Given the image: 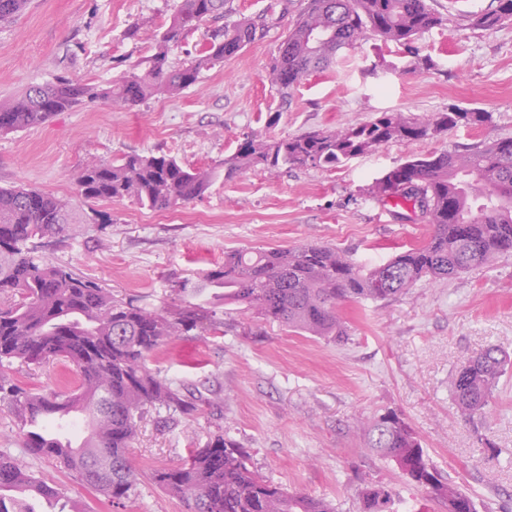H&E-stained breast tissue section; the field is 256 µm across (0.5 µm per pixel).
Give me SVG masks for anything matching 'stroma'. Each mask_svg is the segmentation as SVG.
Returning <instances> with one entry per match:
<instances>
[{
	"label": "stroma",
	"mask_w": 512,
	"mask_h": 512,
	"mask_svg": "<svg viewBox=\"0 0 512 512\" xmlns=\"http://www.w3.org/2000/svg\"><path fill=\"white\" fill-rule=\"evenodd\" d=\"M492 2L433 0L446 22L412 48L370 38L341 50L335 64L310 73L285 102L266 70L294 11L283 0H231L234 21L272 13L261 39L180 95L158 94L133 108L82 106L0 134V187L23 185L104 213V227L77 228L39 254L151 307L175 301L178 281L222 265L232 250L324 244L363 266L386 262L423 241L429 226L407 208L372 198L367 189L377 178L413 156L512 138V25L483 31L469 24ZM181 3L27 0L12 22L0 24V106L61 78L120 80L153 54L156 34ZM133 25L137 36L126 37ZM423 58L432 68L420 66ZM451 108L489 118L433 139L389 143L331 170L256 167L216 179L200 197L162 212L78 193L76 178L91 160L166 154L188 167L217 168L252 135L281 138L381 112L421 116ZM223 311V330H192L149 356L153 372L203 399L187 414L145 410L129 449L138 481L120 507L25 448L15 407L0 401V454L61 490L38 512H186L152 474L218 431L247 448L270 480L331 501L336 512H356L359 490L379 482L411 512H439L428 489L409 484L367 447L363 425L388 410L403 415L433 464L474 498L478 512H512V369L481 418L465 420L450 390L452 373L474 352L496 347L512 355V253L451 280H422L393 300L343 305L349 339L342 344L288 331L236 304ZM7 371L43 394L78 384L65 360L16 362ZM484 437L497 454L484 451Z\"/></svg>",
	"instance_id": "obj_1"
}]
</instances>
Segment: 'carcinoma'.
Returning <instances> with one entry per match:
<instances>
[{
	"instance_id": "obj_1",
	"label": "carcinoma",
	"mask_w": 512,
	"mask_h": 512,
	"mask_svg": "<svg viewBox=\"0 0 512 512\" xmlns=\"http://www.w3.org/2000/svg\"><path fill=\"white\" fill-rule=\"evenodd\" d=\"M26 0H0V22H11ZM476 15L472 24L495 30L512 24V0ZM230 0H183L178 13L156 35V51L145 68L104 88L60 79L33 86L12 105L0 108V133L46 123L55 113L80 105L119 102L129 108L155 93L178 95L202 72L224 63L260 39L267 18L239 19L213 31L190 60L168 68L169 50L189 30L223 17ZM447 21L430 0H303L297 18L272 61L268 78L283 98L310 72L327 67L342 49L373 36L406 47L417 36ZM488 119L485 112L452 109L408 117L382 112L375 118L334 130L267 139L245 138L224 159V177L252 167L332 169L392 142L433 139L460 124ZM216 176L167 155H128L121 162L86 164L77 178L87 199H133L144 208L166 210L203 194ZM410 210L422 209L430 224L425 240L383 264L365 267L329 245H302L224 253V265L178 283L179 305L149 308L117 298L99 283L35 255L36 242L61 236L76 224H98L101 214L25 187L0 188V400L17 408L25 447L78 473L84 485L112 504L129 498L137 472L128 448L148 406L183 413L195 407L182 388L152 372L147 357L175 337L208 325L217 330L216 304L240 303L292 332L333 342L348 337L341 314L345 303L381 302L405 294L423 278L453 279L512 252V138L464 151L410 157L369 188ZM66 359L77 370L71 392L41 394L18 386L4 362L46 364ZM512 358L488 347L470 356L453 374V400L472 420L486 413L493 390ZM85 413L87 434L78 445L62 444L40 422L63 413ZM368 448L393 461L412 484L429 487L443 512H477L472 497L445 480L430 463L421 439L393 410L363 428ZM191 512H336L319 498L289 493L252 466L249 453L222 432L202 448H191L178 465L153 474ZM60 496L51 486L0 454V512H34L32 498ZM357 512H401V500L383 484L358 495Z\"/></svg>"
}]
</instances>
